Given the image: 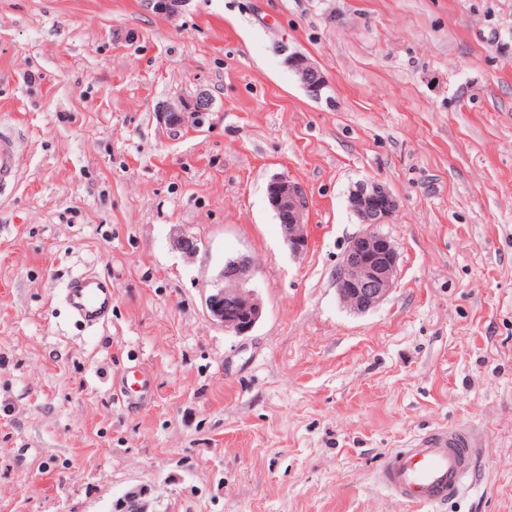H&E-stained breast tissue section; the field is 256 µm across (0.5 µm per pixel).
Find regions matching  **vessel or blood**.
I'll return each mask as SVG.
<instances>
[{"label": "vessel or blood", "mask_w": 512, "mask_h": 512, "mask_svg": "<svg viewBox=\"0 0 512 512\" xmlns=\"http://www.w3.org/2000/svg\"><path fill=\"white\" fill-rule=\"evenodd\" d=\"M19 153L17 138L0 133L1 187L16 181ZM61 300L75 323L89 330L103 327L112 316V280L88 272L73 274L61 290ZM146 394L143 372L130 370L120 388L122 402L138 404ZM475 454L472 434L456 429L436 430L389 454L379 468L378 479L409 506L435 507L448 502L460 484L474 475Z\"/></svg>", "instance_id": "obj_1"}]
</instances>
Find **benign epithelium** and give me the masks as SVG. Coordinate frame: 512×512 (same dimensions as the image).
Here are the masks:
<instances>
[{"label":"benign epithelium","instance_id":"1","mask_svg":"<svg viewBox=\"0 0 512 512\" xmlns=\"http://www.w3.org/2000/svg\"><path fill=\"white\" fill-rule=\"evenodd\" d=\"M288 68L297 76L309 97L320 100L329 89L322 70L308 57L290 53ZM213 98L207 91L183 104H162L160 120L172 130L185 126L191 116L210 111ZM267 199L275 212L288 250L301 256L309 247L307 212L309 201L304 186L285 175L273 177L267 186ZM349 209L366 230L353 236L336 269V288L341 302L355 312H366L380 304L392 290L398 272L397 251L391 240L379 231L397 212V199L376 182H361L348 197ZM255 261L248 255L228 260L218 274L217 285L205 298L212 320L224 330L243 336L253 330L262 317L263 307L250 282ZM118 512H147L142 489L127 492L117 503Z\"/></svg>","mask_w":512,"mask_h":512}]
</instances>
